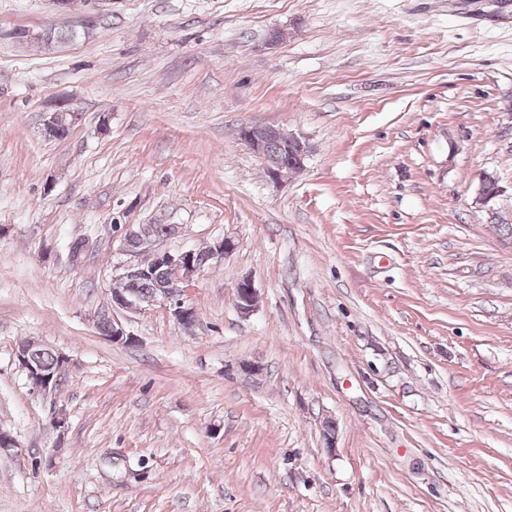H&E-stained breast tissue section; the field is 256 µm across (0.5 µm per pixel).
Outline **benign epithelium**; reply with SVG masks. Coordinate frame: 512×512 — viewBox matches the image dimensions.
<instances>
[{
    "instance_id": "obj_1",
    "label": "benign epithelium",
    "mask_w": 512,
    "mask_h": 512,
    "mask_svg": "<svg viewBox=\"0 0 512 512\" xmlns=\"http://www.w3.org/2000/svg\"><path fill=\"white\" fill-rule=\"evenodd\" d=\"M66 116L64 106L58 104L51 112L46 113L43 123V134L51 138L59 125L63 124ZM239 136L248 147L264 162L269 178L278 182L289 172L288 163H293L297 169L305 166L309 156V146L300 137L272 126H250L240 128ZM277 146L280 157L272 161L269 152L272 146ZM125 251L138 255L150 253L158 267L169 269L179 289L172 292L163 291L150 300L142 299L137 295L124 291L112 292V305L118 308L137 309L143 305H161L168 310L178 326L185 330L192 329L197 322L195 309L187 303L185 293L190 290L199 278L203 267L196 260V251L186 250L171 253L155 249V237L151 227L145 224H132L127 226L124 236ZM236 306L243 314H248L256 307V292L251 280L245 278L240 281L236 289ZM39 342L27 339L25 343L17 345L14 351L15 361L22 372L30 389L37 393H48L56 388L62 372V366L67 358H61L60 367L51 372H44L31 361V349Z\"/></svg>"
}]
</instances>
